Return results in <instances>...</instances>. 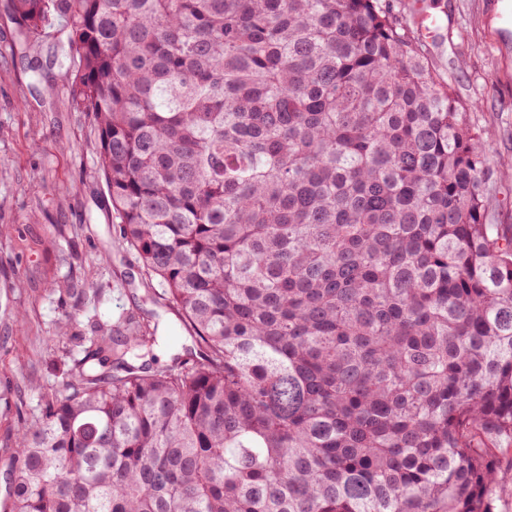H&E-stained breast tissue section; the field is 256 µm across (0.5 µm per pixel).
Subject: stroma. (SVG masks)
Segmentation results:
<instances>
[{
    "mask_svg": "<svg viewBox=\"0 0 512 512\" xmlns=\"http://www.w3.org/2000/svg\"><path fill=\"white\" fill-rule=\"evenodd\" d=\"M427 2L442 18L428 61L490 130L491 220L512 226V33L498 22L501 0ZM67 37L59 18L46 40L27 45L10 0H0V512L10 508L13 438L42 392H67L84 356L78 337L97 324L157 327L156 366L190 342L111 219L93 124L66 87ZM69 314L76 325L53 338Z\"/></svg>",
    "mask_w": 512,
    "mask_h": 512,
    "instance_id": "1",
    "label": "stroma"
}]
</instances>
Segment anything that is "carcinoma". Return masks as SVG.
I'll return each instance as SVG.
<instances>
[{"instance_id":"obj_1","label":"carcinoma","mask_w":512,"mask_h":512,"mask_svg":"<svg viewBox=\"0 0 512 512\" xmlns=\"http://www.w3.org/2000/svg\"><path fill=\"white\" fill-rule=\"evenodd\" d=\"M66 19L122 240L196 345L91 338L10 512H491L512 230L489 132L390 0H11Z\"/></svg>"}]
</instances>
